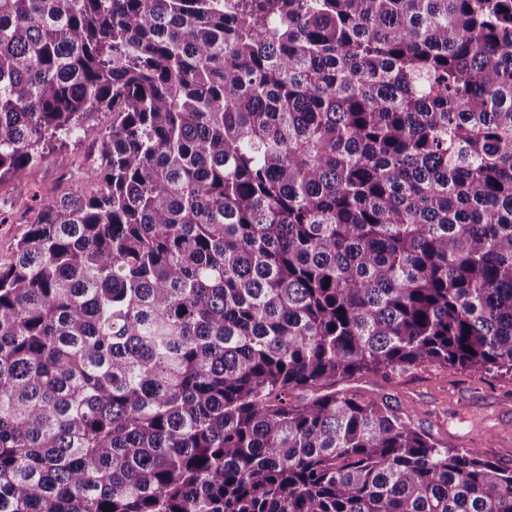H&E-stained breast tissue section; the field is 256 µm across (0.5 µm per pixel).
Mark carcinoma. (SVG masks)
<instances>
[{"label":"carcinoma","instance_id":"carcinoma-1","mask_svg":"<svg viewBox=\"0 0 512 512\" xmlns=\"http://www.w3.org/2000/svg\"><path fill=\"white\" fill-rule=\"evenodd\" d=\"M98 110L0 267V512H512L336 390L512 372V0H0V180Z\"/></svg>","mask_w":512,"mask_h":512}]
</instances>
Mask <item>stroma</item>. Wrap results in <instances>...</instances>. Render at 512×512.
<instances>
[{"mask_svg": "<svg viewBox=\"0 0 512 512\" xmlns=\"http://www.w3.org/2000/svg\"><path fill=\"white\" fill-rule=\"evenodd\" d=\"M86 124L92 135L66 140L22 179L0 182V208L10 214L8 223L0 224V267L14 259L16 243L27 230L33 196L56 198L98 184L93 134L111 127L112 114L90 113ZM344 387L386 401L408 416L414 428L441 444L477 448L490 461L512 467V373L452 370L428 363L367 373L345 381Z\"/></svg>", "mask_w": 512, "mask_h": 512, "instance_id": "stroma-1", "label": "stroma"}]
</instances>
